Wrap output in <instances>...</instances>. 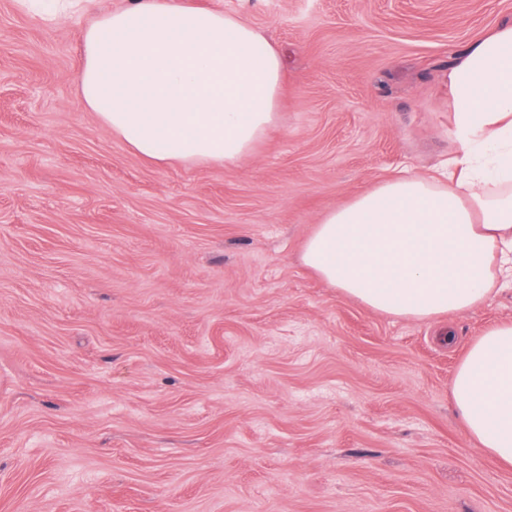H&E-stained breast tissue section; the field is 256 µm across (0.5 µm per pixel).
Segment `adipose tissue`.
<instances>
[{
    "mask_svg": "<svg viewBox=\"0 0 512 512\" xmlns=\"http://www.w3.org/2000/svg\"><path fill=\"white\" fill-rule=\"evenodd\" d=\"M283 63L235 15L132 0L86 28L76 85L137 155L230 164L276 123ZM448 97L458 153L436 177L398 173L327 212L305 244L307 267L372 310L434 320L512 282V23L463 52ZM451 392L470 437L512 466V322L469 346Z\"/></svg>",
    "mask_w": 512,
    "mask_h": 512,
    "instance_id": "ef3b65f1",
    "label": "adipose tissue"
}]
</instances>
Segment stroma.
<instances>
[{
	"instance_id": "1",
	"label": "stroma",
	"mask_w": 512,
	"mask_h": 512,
	"mask_svg": "<svg viewBox=\"0 0 512 512\" xmlns=\"http://www.w3.org/2000/svg\"><path fill=\"white\" fill-rule=\"evenodd\" d=\"M0 0V512H512L457 418L512 286L436 326L301 261L325 213L456 145L448 69L512 0H184L281 45L237 162L131 152L76 85L83 32Z\"/></svg>"
}]
</instances>
